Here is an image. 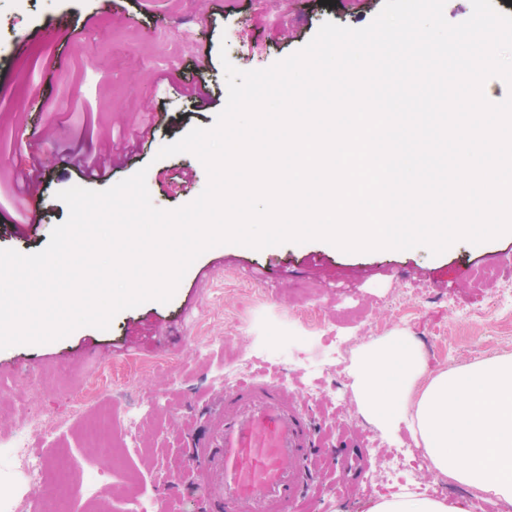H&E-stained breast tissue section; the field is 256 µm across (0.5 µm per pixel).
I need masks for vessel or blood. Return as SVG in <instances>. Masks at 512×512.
I'll return each mask as SVG.
<instances>
[{
    "instance_id": "b4317fda",
    "label": "vessel or blood",
    "mask_w": 512,
    "mask_h": 512,
    "mask_svg": "<svg viewBox=\"0 0 512 512\" xmlns=\"http://www.w3.org/2000/svg\"><path fill=\"white\" fill-rule=\"evenodd\" d=\"M190 446L206 474L202 512H292L310 487L317 428L278 383L254 376L225 387Z\"/></svg>"
}]
</instances>
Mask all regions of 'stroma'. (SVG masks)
<instances>
[{"mask_svg": "<svg viewBox=\"0 0 512 512\" xmlns=\"http://www.w3.org/2000/svg\"><path fill=\"white\" fill-rule=\"evenodd\" d=\"M384 0H0V249L31 254L46 247L68 217L58 191L108 189L146 169L153 204L173 210L193 201L208 182L193 154L158 158L159 149L191 128L211 126L227 90L222 58L242 70L265 69L303 48L325 21L362 28ZM206 80L211 99L193 109L189 86ZM148 143L130 142L110 181L87 180L79 156L106 154L112 137L149 123ZM46 138H39V131ZM35 179L41 197L19 212L13 199ZM36 222L22 235L18 225ZM492 269V277L481 272ZM512 287V233L473 244L454 242L439 255L423 247L345 252L312 240L256 250L220 244L189 267L172 299L119 312L108 330L91 326L42 344L0 350V433L26 409L60 421L45 446L48 465L37 488L36 512H62L78 470L67 457H90L86 426L98 417L122 427L132 404L143 407L138 455L108 457L118 476L100 505L118 509L143 476L149 493H167L173 512H202V473L189 443L224 396V368L242 377L285 380L291 400L312 408L332 460L295 512H365L373 494L362 474L349 471V452L376 467L377 443L414 447L411 420L381 432L358 410L352 373L325 359L333 337L351 351L403 336L421 351L429 374L469 363L512 357V314L493 311L502 287ZM423 292L410 313L399 294ZM470 311L472 319L462 318ZM129 369V388L105 389L76 413L66 384L74 371ZM324 388L309 400L316 383Z\"/></svg>", "mask_w": 512, "mask_h": 512, "instance_id": "1", "label": "stroma"}]
</instances>
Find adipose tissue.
Listing matches in <instances>:
<instances>
[{
  "label": "adipose tissue",
  "instance_id": "1",
  "mask_svg": "<svg viewBox=\"0 0 512 512\" xmlns=\"http://www.w3.org/2000/svg\"><path fill=\"white\" fill-rule=\"evenodd\" d=\"M353 376L358 407L379 430L406 417L415 421L428 470L512 503L511 357L429 377L416 346L385 340L362 347ZM366 512H474V506L396 495Z\"/></svg>",
  "mask_w": 512,
  "mask_h": 512
}]
</instances>
